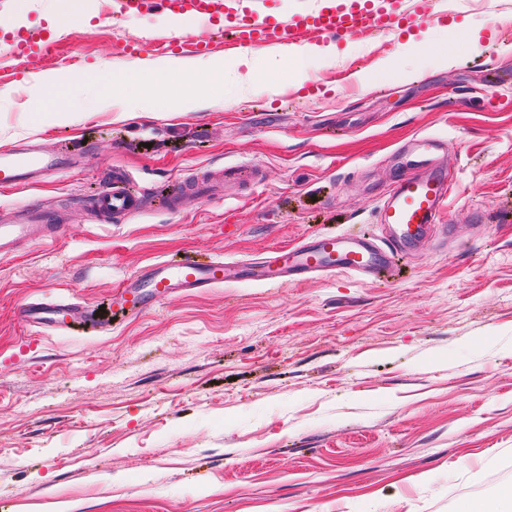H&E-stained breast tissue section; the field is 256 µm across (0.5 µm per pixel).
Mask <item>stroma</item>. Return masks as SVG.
<instances>
[{"label":"stroma","mask_w":512,"mask_h":512,"mask_svg":"<svg viewBox=\"0 0 512 512\" xmlns=\"http://www.w3.org/2000/svg\"><path fill=\"white\" fill-rule=\"evenodd\" d=\"M70 2L0 0V18L54 32L41 69L0 54V148L88 146L81 165L0 192L67 215L55 243L0 259V512H495L512 486V0H444L447 25L421 51L405 32L341 40L301 74L225 82L205 108L172 111L201 81L176 69L163 91L136 85L148 114L49 96L42 78L105 85L185 63L202 26L116 24L103 0H79L65 29ZM51 102L69 113L47 125ZM421 136L448 143L444 221L462 237L425 245L402 279L236 282L104 336L17 319L37 297L103 302L156 259L249 261L321 231L377 232L397 148ZM251 161L266 182L245 197L172 214L152 196L190 169ZM115 170L151 199L101 224L87 201Z\"/></svg>","instance_id":"stroma-1"}]
</instances>
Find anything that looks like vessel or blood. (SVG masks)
Masks as SVG:
<instances>
[{"label": "vessel or blood", "mask_w": 512, "mask_h": 512, "mask_svg": "<svg viewBox=\"0 0 512 512\" xmlns=\"http://www.w3.org/2000/svg\"><path fill=\"white\" fill-rule=\"evenodd\" d=\"M158 10L174 23L215 22L227 18L235 45L242 48L292 46L303 38L328 39L395 30H421L440 12L421 7L420 0H313L305 11L274 16L245 10L228 12L224 0H113V18ZM0 44L13 57L28 59L43 53L23 31L0 33ZM439 143L416 138L404 154L403 166L391 181L379 210L381 236L358 233H318L286 247H274L248 266L219 257L191 255L142 266L114 285L108 299L109 317L73 298H35L19 305L18 319L26 326L64 335L78 329L108 332L113 321L133 317L181 294L205 293L239 280L241 275L267 282L301 281L337 271L376 279L396 276L402 261L435 235L451 236L455 227L442 223L448 206L452 176L436 155ZM63 158L30 146L0 150V188L9 190L37 182L64 169ZM260 165H227L169 185L164 205L180 211L185 195L209 201L224 199L230 189L260 184ZM92 208L105 224H123L142 209V197L128 174L118 172L96 194ZM61 217L38 205L0 213V258L17 256L32 242H52L59 236Z\"/></svg>", "instance_id": "vessel-or-blood-1"}]
</instances>
